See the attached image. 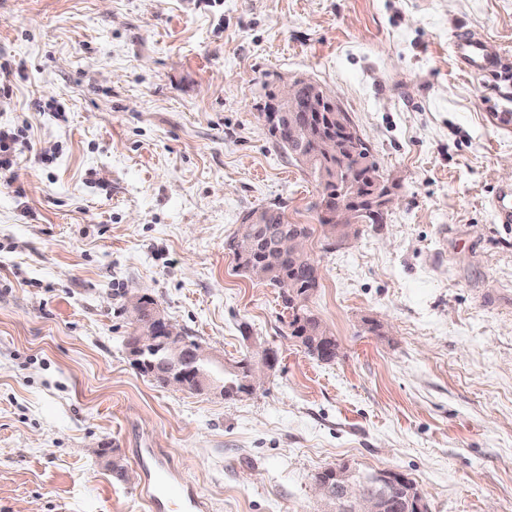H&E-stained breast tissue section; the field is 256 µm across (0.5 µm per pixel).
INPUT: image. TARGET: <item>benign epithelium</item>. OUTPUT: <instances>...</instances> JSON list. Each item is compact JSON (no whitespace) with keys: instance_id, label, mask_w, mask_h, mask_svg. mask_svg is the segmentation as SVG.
<instances>
[{"instance_id":"1","label":"benign epithelium","mask_w":512,"mask_h":512,"mask_svg":"<svg viewBox=\"0 0 512 512\" xmlns=\"http://www.w3.org/2000/svg\"><path fill=\"white\" fill-rule=\"evenodd\" d=\"M309 83L306 75L282 79L270 87L269 111L275 113L280 125L307 129L316 133L319 148L326 156L341 157L345 142L341 138L323 132L321 114L340 112V101L324 86L302 93ZM365 160L351 157L336 163L333 169L337 194L336 205L327 215L325 225L329 239L338 244L358 233L359 216L365 207L385 213L394 201L392 191L373 190L361 192ZM260 241L268 245L274 254L282 257L302 251L301 236L286 224H241L236 242ZM137 331L128 342V352L135 365L144 362L150 348L164 349V355L148 365L150 376L164 387H174L196 393L215 392L224 395V384L214 381L205 370L207 363H224V359L212 354L201 344L192 343L165 317L155 303L141 295L130 297L128 302ZM277 361L276 352L270 348L262 351L260 360L247 370L243 387L250 391L262 380L264 372L271 370ZM403 483L400 473L378 471L359 483L342 482L331 487L320 479L316 482L318 493L333 499L342 512H404L405 500L399 493Z\"/></svg>"}]
</instances>
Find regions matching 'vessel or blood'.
Listing matches in <instances>:
<instances>
[{
	"mask_svg": "<svg viewBox=\"0 0 512 512\" xmlns=\"http://www.w3.org/2000/svg\"><path fill=\"white\" fill-rule=\"evenodd\" d=\"M454 54L462 68L475 74H491L501 66L496 45L467 30L457 35ZM136 458L144 479L142 493L152 512H206L198 492L159 449H137Z\"/></svg>",
	"mask_w": 512,
	"mask_h": 512,
	"instance_id": "vessel-or-blood-1",
	"label": "vessel or blood"
}]
</instances>
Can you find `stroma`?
Listing matches in <instances>:
<instances>
[{
	"label": "stroma",
	"instance_id": "35a3bbf8",
	"mask_svg": "<svg viewBox=\"0 0 512 512\" xmlns=\"http://www.w3.org/2000/svg\"><path fill=\"white\" fill-rule=\"evenodd\" d=\"M465 29L502 73L459 68ZM273 72L329 88L397 188L330 251L263 116ZM0 127L30 142L0 176V512H150L139 448L208 512H328L339 463L429 512H512V0H0ZM274 205L313 228L334 362L226 248ZM133 294L225 365L278 362L232 398L160 386L128 354Z\"/></svg>",
	"mask_w": 512,
	"mask_h": 512
}]
</instances>
